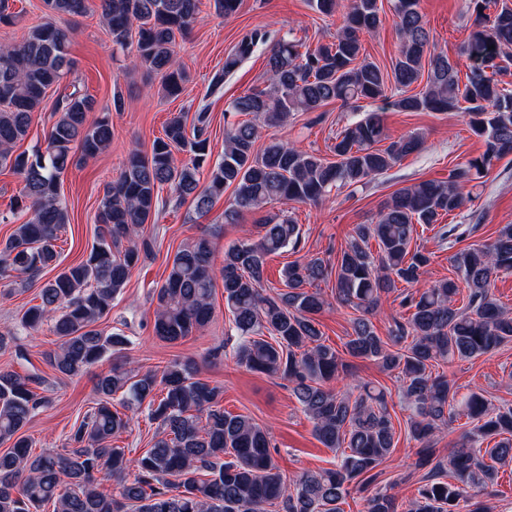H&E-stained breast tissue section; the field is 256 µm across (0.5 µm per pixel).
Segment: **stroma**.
<instances>
[{
  "instance_id": "1",
  "label": "stroma",
  "mask_w": 512,
  "mask_h": 512,
  "mask_svg": "<svg viewBox=\"0 0 512 512\" xmlns=\"http://www.w3.org/2000/svg\"><path fill=\"white\" fill-rule=\"evenodd\" d=\"M467 5L468 0H420L431 40L453 60L473 28L474 17ZM67 23L75 28L76 35L70 47L71 70L63 78V85L81 88L94 99L99 112L111 104L117 91L122 93L125 105L122 111L110 114V146L86 160L74 156L62 178L61 193L70 215V222L61 230L57 242L59 262L64 267L84 259L94 242V217L104 185L117 178L131 151H150L154 139L162 136L171 118H191L199 107H208L212 153H223L224 112L229 103L248 89L263 86L266 79L265 56L258 52L225 78L220 92L209 91L213 76L224 66L225 56L245 34L261 29L277 37L300 39L314 47L333 39L342 18L312 10L309 0H241L238 11L226 18L217 16L205 2L192 31L176 41L175 52L187 75L183 91L176 98L165 95L160 74L149 75L145 70L131 68L128 53L113 48L112 37L100 15L71 17ZM372 107L379 110L389 139L418 133L424 138L423 147L383 175L353 189L332 190L319 203L291 202L267 207L265 214L282 212L291 216L301 233L299 252L269 256L265 276L270 289L282 288V272L298 255L335 262L354 226L375 219L381 205L396 190L423 180L446 179L454 165L484 150L482 141L470 132L461 113L405 112L381 101L373 102ZM362 116V111L331 102L314 112L294 113L284 125L265 129L263 137L326 157L337 131ZM160 197L156 223L143 231L144 238L151 243L150 251L101 320V329L120 330L128 336L131 345L125 355L132 368L142 372L175 358L196 360L200 378L222 388L225 411L251 416L270 429L271 451L285 479L334 467L340 452L319 442L313 422L303 412L288 382L237 364L233 355L236 339L229 334L231 323L223 288L215 290L214 317L203 331L176 345L154 336L152 290L166 277L167 265L178 247L201 231H210L213 263L222 266L225 250L237 243L245 230L260 223L263 216L248 213L240 223H225L224 210L232 200L228 192L203 217L195 214L190 201L178 199L169 190H162ZM442 221L450 226L473 227L474 232L450 245L440 240L435 229L417 227L412 245L432 255L426 277L430 284L451 277L453 252L484 243L502 225L512 224V155L495 163L478 186L472 188L465 205L443 216ZM317 288L327 301L316 316L323 338L326 344L342 348L352 332L351 321L356 312L337 302L334 281L318 283ZM38 293L37 285L21 281L7 283L0 289V332L13 328L23 312L38 303ZM54 341L49 326L44 325L35 335H18L7 349L0 351V368L41 377L42 391L49 398L48 405L39 411L28 430L36 454L64 447L72 424L97 400L98 374L110 367L105 361L83 376H61L44 358L45 352L53 349ZM434 370L446 374L458 386L460 396L478 390L494 405H512V342L474 359L436 364ZM397 438L392 454L380 467L377 484L388 488L399 504L405 505L414 497L424 472L414 466L417 441L402 429L398 430Z\"/></svg>"
}]
</instances>
